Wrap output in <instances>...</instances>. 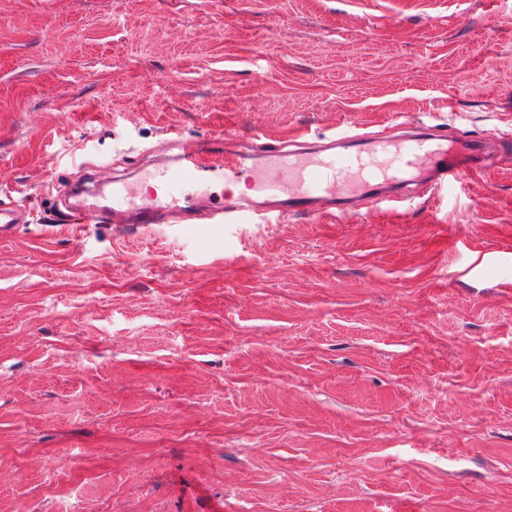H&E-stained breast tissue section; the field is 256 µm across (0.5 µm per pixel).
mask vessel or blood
Wrapping results in <instances>:
<instances>
[{"label": "vessel or blood", "instance_id": "1", "mask_svg": "<svg viewBox=\"0 0 512 512\" xmlns=\"http://www.w3.org/2000/svg\"><path fill=\"white\" fill-rule=\"evenodd\" d=\"M220 145L188 143L181 152L145 171L149 195L138 185L98 174L81 194L80 215L90 224L134 230L149 224H241L247 220L287 222L295 216L316 220L407 207L416 192L432 195L460 183L487 165L490 147L512 156V139L464 132L449 135L445 125L406 120L390 131L312 135L289 146L253 131V152H245L232 132ZM247 182L250 194L234 195ZM222 186V203L211 196ZM18 210L0 203V241L12 240Z\"/></svg>", "mask_w": 512, "mask_h": 512}]
</instances>
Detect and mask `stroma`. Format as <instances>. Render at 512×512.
Masks as SVG:
<instances>
[{"instance_id":"obj_1","label":"stroma","mask_w":512,"mask_h":512,"mask_svg":"<svg viewBox=\"0 0 512 512\" xmlns=\"http://www.w3.org/2000/svg\"><path fill=\"white\" fill-rule=\"evenodd\" d=\"M397 112L512 134V0H0V512H512V161L360 223L58 205L173 129ZM19 223L18 210L11 203L2 200L0 203V241L12 240Z\"/></svg>"}]
</instances>
